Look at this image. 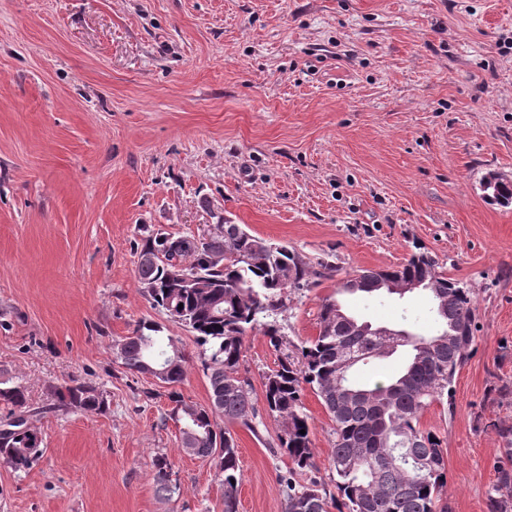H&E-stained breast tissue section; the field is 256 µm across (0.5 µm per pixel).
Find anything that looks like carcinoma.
Segmentation results:
<instances>
[{"instance_id": "obj_1", "label": "carcinoma", "mask_w": 512, "mask_h": 512, "mask_svg": "<svg viewBox=\"0 0 512 512\" xmlns=\"http://www.w3.org/2000/svg\"><path fill=\"white\" fill-rule=\"evenodd\" d=\"M137 281L152 306L194 334L208 378L210 403H188L177 391L170 418L180 436L194 438L196 456L215 461L224 486V512H237L242 481L237 446L216 417L252 429L257 410L252 385L238 366L247 333L255 329L276 350L292 342L273 315L284 306L288 290L320 275L285 245L248 233L241 224H224L202 237L149 232L136 245ZM357 280L360 286L349 287ZM417 282L430 298L435 327L425 334L405 330L384 338L349 314L340 297L385 290L400 296L401 282ZM319 331L292 345L277 367L263 377L270 416L280 423L277 448L288 456L280 477L284 512H451L448 469L441 440L421 427L423 412L435 401L452 398L458 369L474 341L473 290L448 277L427 252H415L393 271L362 269L340 282L322 299ZM116 359L126 371L144 375L148 368L166 371L163 383L184 381L187 356L181 341L155 322L139 323L119 340ZM405 349L399 368L385 381L358 382L356 368L389 358ZM346 356L356 362L343 368ZM311 389L333 422L331 484L312 480L301 485L298 473L313 467L314 449L303 398ZM0 405L9 408L1 422L0 462L16 472L29 470L43 454L42 438L30 423L35 414L98 411L106 408L103 392L82 382L55 391L51 403L33 408L25 389L0 380ZM305 433H300V430ZM155 491L169 500L180 493L168 457L152 460ZM487 512H512V468L502 466L486 499Z\"/></svg>"}]
</instances>
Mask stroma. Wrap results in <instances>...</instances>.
<instances>
[{"instance_id": "35a3bbf8", "label": "stroma", "mask_w": 512, "mask_h": 512, "mask_svg": "<svg viewBox=\"0 0 512 512\" xmlns=\"http://www.w3.org/2000/svg\"><path fill=\"white\" fill-rule=\"evenodd\" d=\"M492 175L512 180V0H0V379L34 406L75 381L108 403L33 417L44 452L24 472L0 463V512H224L214 464L180 447L168 385L112 351L164 324L189 357L179 392L208 404L200 348L142 294L136 244L145 226L220 220L334 266L275 316L297 344L342 280L419 247L473 289L453 400L421 423L452 512H486L512 426V204L484 192ZM345 304L375 325L434 324L422 292ZM278 358L248 333L238 372L258 416L229 426L238 512H283L289 460L263 396ZM304 405L315 455L298 480L327 483L332 421L313 391ZM157 454L178 498L155 493Z\"/></svg>"}]
</instances>
